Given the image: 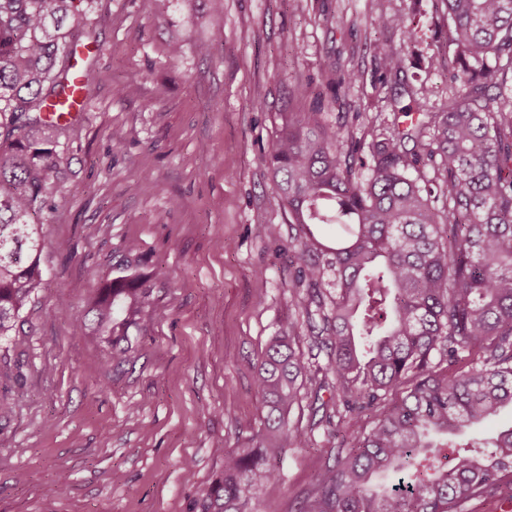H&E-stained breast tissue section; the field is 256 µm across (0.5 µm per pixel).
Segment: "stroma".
Returning <instances> with one entry per match:
<instances>
[{
    "mask_svg": "<svg viewBox=\"0 0 512 512\" xmlns=\"http://www.w3.org/2000/svg\"><path fill=\"white\" fill-rule=\"evenodd\" d=\"M383 14L404 16L414 40L383 31ZM447 40L432 0H223L217 12L209 0H97L74 39L90 108L61 139L44 282L18 337L0 340V512H199L225 453L255 442L269 338L293 321L308 350L288 292V212L263 161L283 117L389 132L398 108L447 96ZM382 43L404 72L384 76ZM119 275L149 277L158 308L130 327L118 366L79 324ZM366 424L323 426L288 449L257 512H297Z\"/></svg>",
    "mask_w": 512,
    "mask_h": 512,
    "instance_id": "obj_1",
    "label": "stroma"
}]
</instances>
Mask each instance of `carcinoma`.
I'll use <instances>...</instances> for the list:
<instances>
[{"mask_svg": "<svg viewBox=\"0 0 512 512\" xmlns=\"http://www.w3.org/2000/svg\"><path fill=\"white\" fill-rule=\"evenodd\" d=\"M91 2L0 0V337L17 331L43 282L35 217L52 208L66 162L63 126L43 114L71 87L64 28ZM439 2L459 64L448 69L445 101L402 107L410 122L389 135L373 129L368 141L294 112L265 157L292 217V298L321 326L306 355L294 347V323L271 337L256 368L263 428L253 447L224 455L200 512H254L255 490L276 477L272 460L307 447L323 424L340 429L367 413L376 421L336 449L298 512H462L512 475V427L458 442L512 407V0ZM379 26L414 36L400 16ZM379 64L386 76L405 69L384 45ZM435 198L446 203L443 220ZM324 224L340 225L334 247L314 232ZM152 304L140 278L97 288L89 328L116 363L119 337ZM314 368L332 377L323 402L321 388L306 386ZM401 387L400 403L386 407ZM306 396L311 419L294 426Z\"/></svg>", "mask_w": 512, "mask_h": 512, "instance_id": "cac0c4a2", "label": "carcinoma"}]
</instances>
